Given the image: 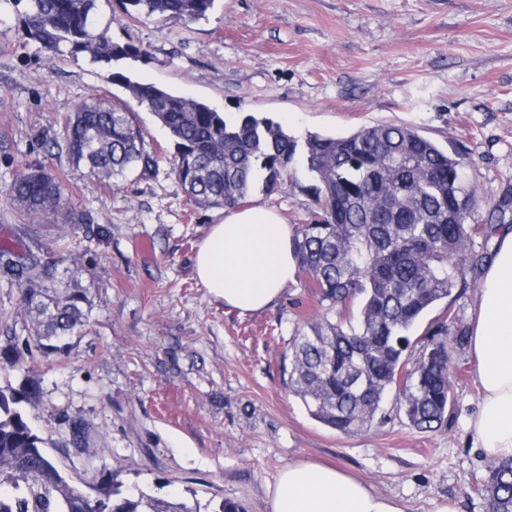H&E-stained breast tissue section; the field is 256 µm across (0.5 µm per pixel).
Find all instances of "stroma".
Returning <instances> with one entry per match:
<instances>
[{
    "mask_svg": "<svg viewBox=\"0 0 512 512\" xmlns=\"http://www.w3.org/2000/svg\"><path fill=\"white\" fill-rule=\"evenodd\" d=\"M113 41L148 55L117 67L84 55L48 58L25 41L15 12L0 20V191L22 165L65 178L69 208L24 221L0 199V242L23 259L57 266L88 289L90 325L60 353H34L0 372V386L33 380L31 422L74 481L116 468L163 498L213 496L266 512L267 490L290 462L334 463L369 482L405 512L445 498L458 512H489L476 483L488 460L465 429L480 400L468 349H452L454 407L439 430L412 427L394 396L385 420L346 436L313 418L288 389L297 326L321 312L305 271L268 309L248 314L211 297L193 257L224 211L191 204L168 159V131L145 107L136 118L161 153L156 172L113 184L74 167L51 142L63 116L91 90L126 98L118 70L233 116L270 118L297 139L347 135L379 122L417 129L448 152L489 206L512 198V0H216L183 25L106 10ZM302 160L287 184L255 191L248 206L278 210L290 227L317 205ZM68 234L70 248L53 245ZM17 288L0 280V348L24 346L34 324L19 314ZM82 419L88 453L71 444Z\"/></svg>",
    "mask_w": 512,
    "mask_h": 512,
    "instance_id": "obj_1",
    "label": "stroma"
}]
</instances>
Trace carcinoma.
<instances>
[{
  "label": "carcinoma",
  "instance_id": "obj_1",
  "mask_svg": "<svg viewBox=\"0 0 512 512\" xmlns=\"http://www.w3.org/2000/svg\"><path fill=\"white\" fill-rule=\"evenodd\" d=\"M99 0H0L24 4L25 39L52 55L85 54L107 65L137 61L144 50L115 42L98 14ZM125 14L144 13L184 25L207 16L215 0H120ZM128 96L166 127L172 171L189 200L235 208L260 188L269 193L302 157L315 184L317 211L293 238L299 267L326 312L308 319L292 341L288 388L332 429L357 435L383 422L393 391L410 422L433 431L454 404L449 347L468 343L450 308L412 336L424 315L457 288L476 281L482 259L470 249L483 198L460 181L464 155L449 153L412 128L383 122L344 136L308 134L303 144L281 125L252 112L227 116L153 83L112 74ZM53 146L96 178L122 181L157 166L128 102L97 91L78 104ZM65 182L36 164L24 166L4 193L28 223L64 209ZM21 293L20 314L38 332L25 348L0 355L15 368L24 353L60 351L85 330L87 289L31 259L0 268ZM419 349L414 362L409 351ZM38 396L30 379L0 386V512H202L169 501L100 469L88 487L60 470L31 426ZM480 492L490 512H512V461L492 460Z\"/></svg>",
  "mask_w": 512,
  "mask_h": 512
}]
</instances>
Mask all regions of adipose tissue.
<instances>
[{"label": "adipose tissue", "instance_id": "ef3b65f1", "mask_svg": "<svg viewBox=\"0 0 512 512\" xmlns=\"http://www.w3.org/2000/svg\"><path fill=\"white\" fill-rule=\"evenodd\" d=\"M198 280L225 306L245 314L270 307L295 277L293 231L274 209H229L211 225L193 259ZM469 352L481 398L466 421L474 447L512 460V228L496 238L479 286ZM267 512H404L344 469L294 461L268 488Z\"/></svg>", "mask_w": 512, "mask_h": 512}]
</instances>
